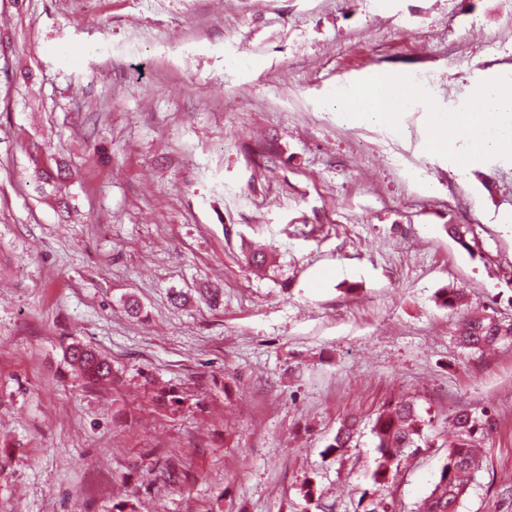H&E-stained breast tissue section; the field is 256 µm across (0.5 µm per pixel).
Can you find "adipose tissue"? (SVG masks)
Wrapping results in <instances>:
<instances>
[{"mask_svg": "<svg viewBox=\"0 0 512 512\" xmlns=\"http://www.w3.org/2000/svg\"><path fill=\"white\" fill-rule=\"evenodd\" d=\"M423 87V82L415 78L397 80L373 73L366 78L361 91H336L329 103L347 122L388 126L414 107ZM447 126L461 129L476 149L512 153V80L491 77L472 94L465 111L430 110L427 143L447 150L448 143L441 138V131Z\"/></svg>", "mask_w": 512, "mask_h": 512, "instance_id": "obj_1", "label": "adipose tissue"}]
</instances>
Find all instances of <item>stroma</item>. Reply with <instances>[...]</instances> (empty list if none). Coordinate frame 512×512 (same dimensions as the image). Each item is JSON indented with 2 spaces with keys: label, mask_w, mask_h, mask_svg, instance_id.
I'll return each instance as SVG.
<instances>
[{
  "label": "stroma",
  "mask_w": 512,
  "mask_h": 512,
  "mask_svg": "<svg viewBox=\"0 0 512 512\" xmlns=\"http://www.w3.org/2000/svg\"><path fill=\"white\" fill-rule=\"evenodd\" d=\"M378 70L425 82L395 131L327 103ZM496 74L512 0H0V512H305L309 482L416 512L462 408L491 422L460 512H512V336L466 349L438 299L512 324V155L425 143ZM402 399L424 438L377 491ZM65 358L81 369L89 383L112 381V363L90 347L73 343L65 350ZM424 427L415 405L408 401L393 402L377 414L371 433L379 456L370 477L378 489L386 486L393 469L398 470L406 449L418 447ZM357 419L350 417L344 420L337 429L332 441L325 447L324 455L340 454L344 448H351L357 434Z\"/></svg>",
  "instance_id": "stroma-1"
}]
</instances>
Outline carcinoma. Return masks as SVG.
Listing matches in <instances>:
<instances>
[{
  "label": "carcinoma",
  "instance_id": "cac0c4a2",
  "mask_svg": "<svg viewBox=\"0 0 512 512\" xmlns=\"http://www.w3.org/2000/svg\"><path fill=\"white\" fill-rule=\"evenodd\" d=\"M43 183L58 193L68 179L65 169L48 166L41 171ZM463 291L448 288L444 292L443 305L456 311L465 305ZM457 335L464 347L479 352L496 344L505 336H512V326H503L494 317H464L459 320ZM65 358L78 366L85 379L92 384L112 380V363L94 349L80 343H73L65 350ZM457 438L448 446L445 463L441 467L439 480L430 493L422 500L419 512H460V508L475 473L477 448L474 434L480 427L479 421L469 412L456 413ZM424 420L415 405L408 401H397L381 410L372 423L371 433L376 442L378 457L374 460L371 479L378 488L389 482L392 471L399 468L405 452L418 447L423 437ZM357 434V419L344 420L323 454L336 455L352 447Z\"/></svg>",
  "mask_w": 512,
  "mask_h": 512
}]
</instances>
